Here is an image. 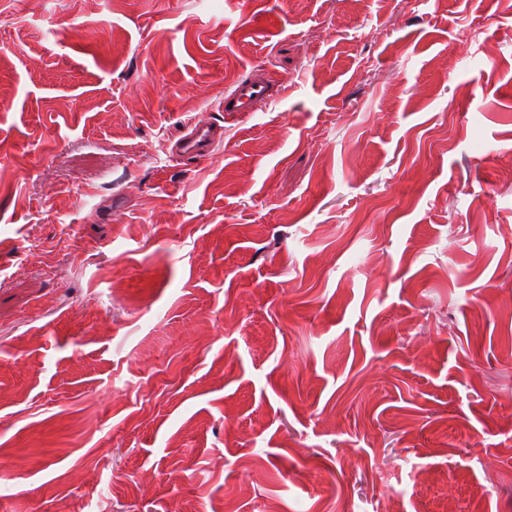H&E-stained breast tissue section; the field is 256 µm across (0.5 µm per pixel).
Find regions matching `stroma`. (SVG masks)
Segmentation results:
<instances>
[{"label":"stroma","mask_w":512,"mask_h":512,"mask_svg":"<svg viewBox=\"0 0 512 512\" xmlns=\"http://www.w3.org/2000/svg\"><path fill=\"white\" fill-rule=\"evenodd\" d=\"M0 467L10 512H512V0H0ZM274 100L270 83L261 75L239 80L224 93L225 112H257ZM191 132L179 141V151L188 159H203L215 144V131L210 126L191 125Z\"/></svg>","instance_id":"35a3bbf8"}]
</instances>
